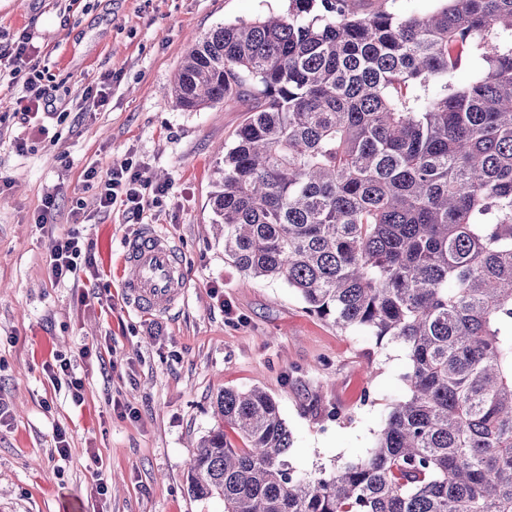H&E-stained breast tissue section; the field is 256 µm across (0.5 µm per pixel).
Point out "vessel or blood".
I'll use <instances>...</instances> for the list:
<instances>
[{
    "label": "vessel or blood",
    "mask_w": 512,
    "mask_h": 512,
    "mask_svg": "<svg viewBox=\"0 0 512 512\" xmlns=\"http://www.w3.org/2000/svg\"><path fill=\"white\" fill-rule=\"evenodd\" d=\"M121 267L124 293L140 312L169 313L187 295L189 282L178 245L152 229L126 241Z\"/></svg>",
    "instance_id": "b4317fda"
}]
</instances>
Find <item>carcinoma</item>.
<instances>
[{
  "mask_svg": "<svg viewBox=\"0 0 512 512\" xmlns=\"http://www.w3.org/2000/svg\"><path fill=\"white\" fill-rule=\"evenodd\" d=\"M358 2L219 26L164 96L250 103L211 197L224 255L402 344L409 394L366 458L300 474L275 399L226 389L188 489L224 512H512V0ZM471 54L484 71L454 85ZM436 0H359V11L370 13L379 7L385 6L391 12L400 16L425 15L437 7Z\"/></svg>",
  "mask_w": 512,
  "mask_h": 512,
  "instance_id": "carcinoma-1",
  "label": "carcinoma"
}]
</instances>
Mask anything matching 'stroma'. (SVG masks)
<instances>
[{"mask_svg": "<svg viewBox=\"0 0 512 512\" xmlns=\"http://www.w3.org/2000/svg\"><path fill=\"white\" fill-rule=\"evenodd\" d=\"M287 0H0V36L34 33L64 111L45 133L21 128L17 90H0V512H223L200 500L187 474L214 427L224 389L260 388L278 402L300 472L364 458L395 402L408 394L406 348L310 313L285 282L245 280L211 232L216 150L247 114L240 104L187 112L168 87L193 40L224 24L281 13ZM106 88L102 108L86 88ZM25 138L17 151L16 138ZM132 162L169 183L162 203L135 219L100 210L84 172ZM54 221L38 225L46 194ZM150 227L186 259L184 302L163 316L130 306L121 288L122 245ZM91 241L93 270L55 281L54 238ZM94 294L91 305L78 301ZM102 356L82 359V345ZM75 361L83 404L46 370ZM70 444L60 458L54 428ZM109 475L105 495L93 482Z\"/></svg>", "mask_w": 512, "mask_h": 512, "instance_id": "stroma-1", "label": "stroma"}]
</instances>
